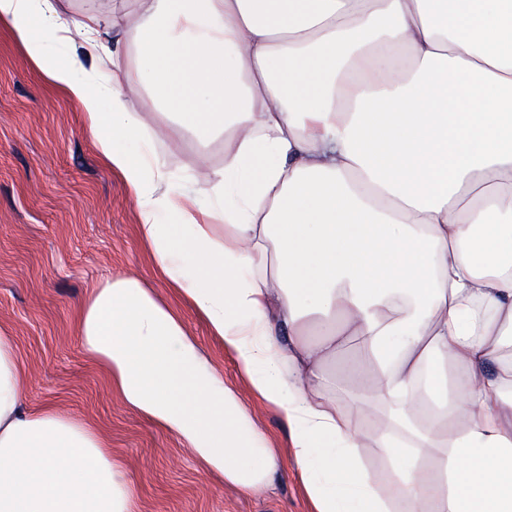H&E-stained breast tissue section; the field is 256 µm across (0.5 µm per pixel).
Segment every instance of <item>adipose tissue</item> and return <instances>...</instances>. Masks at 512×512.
<instances>
[{
	"label": "adipose tissue",
	"mask_w": 512,
	"mask_h": 512,
	"mask_svg": "<svg viewBox=\"0 0 512 512\" xmlns=\"http://www.w3.org/2000/svg\"><path fill=\"white\" fill-rule=\"evenodd\" d=\"M0 23L78 104L155 265L285 418L310 512H512V0H0ZM133 82L156 120L130 109ZM218 136L223 167L192 179L219 205L197 209L153 143ZM78 330L128 407L226 485L267 488L282 453L152 289L100 283ZM354 341L367 386L330 370ZM26 385L1 328L0 512H133L98 428L23 413Z\"/></svg>",
	"instance_id": "ef3b65f1"
}]
</instances>
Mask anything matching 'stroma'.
<instances>
[{
  "label": "stroma",
  "instance_id": "35a3bbf8",
  "mask_svg": "<svg viewBox=\"0 0 512 512\" xmlns=\"http://www.w3.org/2000/svg\"><path fill=\"white\" fill-rule=\"evenodd\" d=\"M155 150L184 195L211 198L190 179L193 140ZM140 215L102 160L68 92L0 23V327L15 338L29 377L24 407L56 406L94 422L112 443L134 491V512H308L299 473L282 461L271 485L243 495L209 475L174 436L125 406L84 352L76 325L91 288L134 276L180 313L212 365L248 407L272 448H287L281 416L255 398L235 358L154 266Z\"/></svg>",
  "mask_w": 512,
  "mask_h": 512
}]
</instances>
